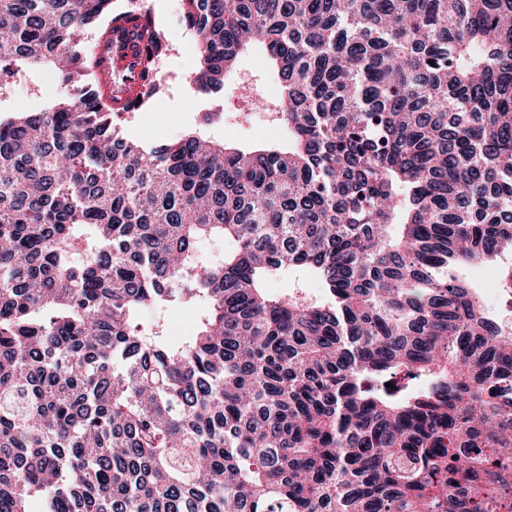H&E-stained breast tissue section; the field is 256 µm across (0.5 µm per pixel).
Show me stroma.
<instances>
[{
	"mask_svg": "<svg viewBox=\"0 0 512 512\" xmlns=\"http://www.w3.org/2000/svg\"><path fill=\"white\" fill-rule=\"evenodd\" d=\"M162 30L169 46L159 63L158 90L150 103L126 118L122 134L137 142L158 146L197 131L213 140L253 143L276 137L277 129L259 124L260 112L239 98V83L261 75V56L247 54L238 62L235 81L223 95L194 90L191 76L198 64L196 39L182 20V0H139ZM49 70L29 67L23 77L0 97V116L43 110L50 98L61 96Z\"/></svg>",
	"mask_w": 512,
	"mask_h": 512,
	"instance_id": "obj_1",
	"label": "stroma"
}]
</instances>
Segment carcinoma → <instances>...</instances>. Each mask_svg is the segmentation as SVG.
<instances>
[{"mask_svg":"<svg viewBox=\"0 0 512 512\" xmlns=\"http://www.w3.org/2000/svg\"><path fill=\"white\" fill-rule=\"evenodd\" d=\"M183 21L204 94L264 51L284 140L148 150L82 35L123 27L154 89L151 14L0 0V93L39 62L68 89L0 120V512H512V301L466 274L512 253V0ZM197 317V310L192 308H179L169 313V336H184Z\"/></svg>","mask_w":512,"mask_h":512,"instance_id":"cac0c4a2","label":"carcinoma"}]
</instances>
